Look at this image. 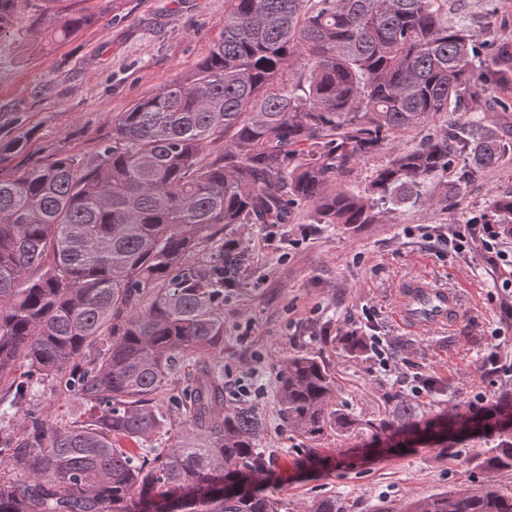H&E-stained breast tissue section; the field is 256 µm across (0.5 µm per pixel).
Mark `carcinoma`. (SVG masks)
<instances>
[{"label":"carcinoma","mask_w":512,"mask_h":512,"mask_svg":"<svg viewBox=\"0 0 512 512\" xmlns=\"http://www.w3.org/2000/svg\"><path fill=\"white\" fill-rule=\"evenodd\" d=\"M57 0H0V38L27 10ZM224 32L192 76L112 119L91 157L34 160L29 140L0 144V512H293L254 485L271 466L263 422L227 403L224 287L244 257L224 250L229 224H312L354 233L413 204L448 209L461 183L502 165L512 146L483 123L512 110V42L486 44L448 0H230ZM95 13L72 12L65 41ZM465 121L435 128L442 115ZM421 133L411 146L389 142ZM386 152L365 187L337 184ZM465 169L448 173L456 159ZM483 223L512 224V192ZM216 253L199 259L205 243ZM191 371L178 377L181 366ZM41 384L73 398L49 422ZM332 369L297 352L281 365L280 414L312 442L350 420L331 410ZM185 408L177 443L165 403ZM499 416L426 421L401 402L381 428L430 440L496 428L470 458L475 487L409 498L377 512H512V398ZM306 512H350L328 495Z\"/></svg>","instance_id":"obj_1"}]
</instances>
